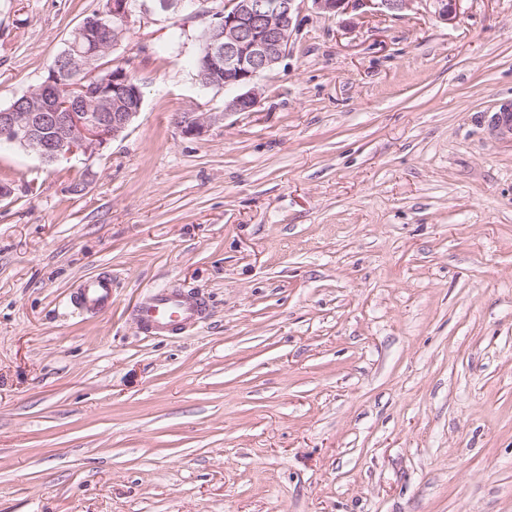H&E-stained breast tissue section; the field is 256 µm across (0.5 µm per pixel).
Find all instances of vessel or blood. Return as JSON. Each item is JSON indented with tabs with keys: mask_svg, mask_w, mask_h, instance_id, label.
I'll list each match as a JSON object with an SVG mask.
<instances>
[{
	"mask_svg": "<svg viewBox=\"0 0 512 512\" xmlns=\"http://www.w3.org/2000/svg\"><path fill=\"white\" fill-rule=\"evenodd\" d=\"M79 311L95 313L112 303V279L99 275L87 279L71 300ZM208 310L206 301L193 292L159 288L145 295L133 308L140 328L152 335L179 333L186 326L203 319Z\"/></svg>",
	"mask_w": 512,
	"mask_h": 512,
	"instance_id": "b4317fda",
	"label": "vessel or blood"
}]
</instances>
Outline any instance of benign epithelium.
Here are the masks:
<instances>
[{
	"mask_svg": "<svg viewBox=\"0 0 512 512\" xmlns=\"http://www.w3.org/2000/svg\"><path fill=\"white\" fill-rule=\"evenodd\" d=\"M297 0H225L212 14V35L199 55L200 84L233 87L239 93L224 103L222 112H188L177 121L186 137L203 135L207 128L232 113L258 107L260 78L272 71L288 50ZM315 8L336 15L353 6H374L398 12L413 0H312ZM434 16L452 21L459 0H429ZM145 8L135 0H105L96 12L99 34L93 51L75 49L58 57L38 86L24 93L8 112L0 113V142L23 144L41 160L55 162L83 153L92 155L122 135L140 112L141 87L124 68L95 66L96 55L109 51L126 37L135 13ZM78 70L80 80L61 96V76ZM500 134L512 135V101L495 113Z\"/></svg>",
	"mask_w": 512,
	"mask_h": 512,
	"instance_id": "benign-epithelium-1",
	"label": "benign epithelium"
}]
</instances>
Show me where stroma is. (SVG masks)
<instances>
[{"label": "stroma", "instance_id": "1", "mask_svg": "<svg viewBox=\"0 0 512 512\" xmlns=\"http://www.w3.org/2000/svg\"><path fill=\"white\" fill-rule=\"evenodd\" d=\"M103 4L0 0V106ZM147 6L124 135L0 145V512H512V0H301L259 106L197 138L233 94L196 80L211 18ZM168 283L211 315L143 336ZM315 8L324 14L336 15L342 13L351 4V7L356 6H373L387 11L398 12L407 8L412 0H311ZM71 303L75 309L87 313L106 309L112 304V278L99 275L87 279L81 288H77Z\"/></svg>", "mask_w": 512, "mask_h": 512}]
</instances>
